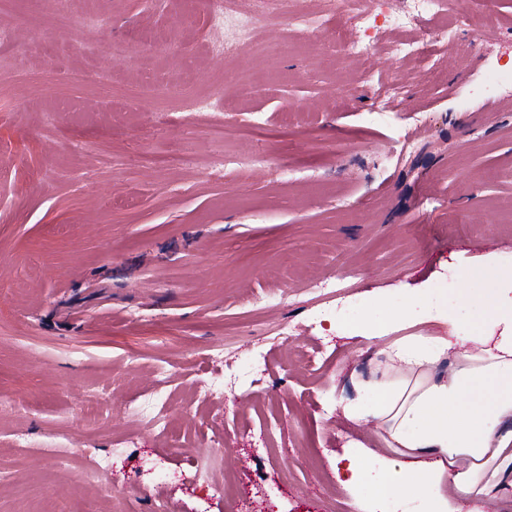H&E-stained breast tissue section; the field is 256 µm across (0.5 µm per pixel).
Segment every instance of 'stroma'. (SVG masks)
<instances>
[{
    "label": "stroma",
    "mask_w": 512,
    "mask_h": 512,
    "mask_svg": "<svg viewBox=\"0 0 512 512\" xmlns=\"http://www.w3.org/2000/svg\"><path fill=\"white\" fill-rule=\"evenodd\" d=\"M492 5L497 25L462 29L467 54L435 48L424 74L389 54L388 30L360 61L328 26L272 68L252 46L213 55L207 0H69L75 24L46 48L29 37V0H0L17 34L0 56V512H154L159 501L225 512L219 488L185 478L211 450L266 512H331L329 484L347 512H386L368 481L336 477L351 443L380 445L338 406L379 348L319 332L311 286L342 277L346 300L377 290L398 303L436 299L450 280L474 287L491 256L512 271V97L465 99L512 40V0ZM94 13L108 23L83 52ZM133 30L146 46L104 87L109 45ZM153 73L172 92L149 90ZM242 80L254 90L240 104ZM381 82L402 86L399 108L421 113L419 125L365 122ZM215 86L226 106L183 112L186 95ZM254 112L267 118L259 135ZM283 327L323 349L315 370ZM256 353L264 376L191 401L211 356L243 367ZM162 368L168 438L127 412ZM256 396L291 419L270 453L259 435L272 416L251 411ZM87 397L107 410L90 430ZM49 430L76 454L56 459ZM107 458V480L88 485Z\"/></svg>",
    "instance_id": "stroma-1"
}]
</instances>
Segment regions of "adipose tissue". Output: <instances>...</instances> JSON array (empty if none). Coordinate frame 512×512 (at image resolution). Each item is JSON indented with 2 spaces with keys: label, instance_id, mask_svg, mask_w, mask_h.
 Listing matches in <instances>:
<instances>
[{
  "label": "adipose tissue",
  "instance_id": "ef3b65f1",
  "mask_svg": "<svg viewBox=\"0 0 512 512\" xmlns=\"http://www.w3.org/2000/svg\"><path fill=\"white\" fill-rule=\"evenodd\" d=\"M480 279L479 321L460 288L433 302L412 294L393 309L375 292L344 325L351 337L384 343L342 406L348 421L373 426L381 445L348 456V470L370 478L399 512L416 503L422 512H486L492 490L512 493V275L488 264ZM407 325L415 331L405 336Z\"/></svg>",
  "mask_w": 512,
  "mask_h": 512
}]
</instances>
